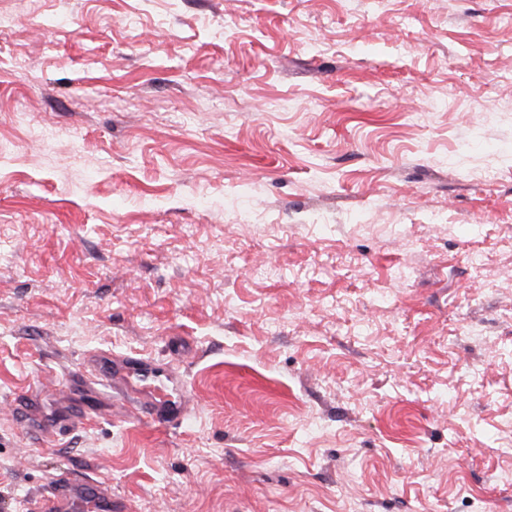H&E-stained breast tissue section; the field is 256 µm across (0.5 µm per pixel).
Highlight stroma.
<instances>
[{
    "instance_id": "stroma-1",
    "label": "stroma",
    "mask_w": 512,
    "mask_h": 512,
    "mask_svg": "<svg viewBox=\"0 0 512 512\" xmlns=\"http://www.w3.org/2000/svg\"><path fill=\"white\" fill-rule=\"evenodd\" d=\"M0 144V512H512V0H0ZM134 407L141 415L146 418H150L158 425H165L176 421L180 419L184 413V405L182 401L170 404L153 395L143 401H138ZM36 512H112V497L102 488L67 475L56 478L37 501Z\"/></svg>"
}]
</instances>
